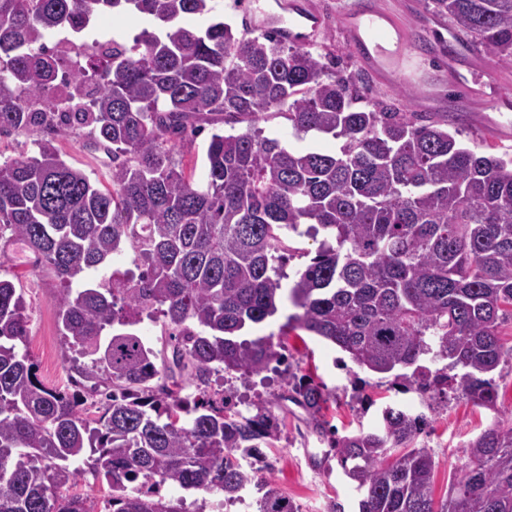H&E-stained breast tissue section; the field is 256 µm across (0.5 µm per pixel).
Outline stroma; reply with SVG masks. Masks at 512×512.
I'll list each match as a JSON object with an SVG mask.
<instances>
[{
    "instance_id": "stroma-1",
    "label": "stroma",
    "mask_w": 512,
    "mask_h": 512,
    "mask_svg": "<svg viewBox=\"0 0 512 512\" xmlns=\"http://www.w3.org/2000/svg\"><path fill=\"white\" fill-rule=\"evenodd\" d=\"M291 1L221 0L225 19L239 34L252 31L258 18L270 10L292 17ZM295 1L323 20L319 32L309 39L314 50L331 54L341 67L359 73L372 98L395 102L408 112L444 113L449 130L458 132L464 145L481 153H512V105L496 100L501 93H512V67L499 65L493 56L473 49L470 39L453 36L447 21L426 11L421 0ZM369 7L377 9L373 22L387 30L388 43L395 47L409 43L415 48L413 60L403 65V76L382 72L384 50L374 47L366 57H359L345 35L344 19ZM57 146L68 164L93 179L105 180L109 159L88 147L84 133H73ZM0 276L23 290L30 312L27 350L38 375L48 385H60L69 374L74 354L59 332L55 305L59 281L45 267L35 266L32 254L16 246L0 251ZM283 352L297 374L311 376L329 391L331 398L323 415L338 435L374 429L386 404L417 402L415 393L394 384L392 375L358 367L346 353L319 337L289 334ZM495 378L496 409L453 396L425 408L430 424L419 441L435 452V498L447 493L449 480L465 466L463 449L468 441L512 417V360L499 365ZM285 392L273 372L251 378L242 390L244 414H253L255 404L262 402L280 423L281 435L273 447L277 462L266 470V477L301 512H329L336 502L344 512H358L351 481L321 442L308 414L285 399Z\"/></svg>"
}]
</instances>
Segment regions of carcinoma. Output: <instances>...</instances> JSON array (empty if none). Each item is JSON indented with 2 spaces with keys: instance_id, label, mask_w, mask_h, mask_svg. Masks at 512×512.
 Masks as SVG:
<instances>
[{
  "instance_id": "carcinoma-1",
  "label": "carcinoma",
  "mask_w": 512,
  "mask_h": 512,
  "mask_svg": "<svg viewBox=\"0 0 512 512\" xmlns=\"http://www.w3.org/2000/svg\"><path fill=\"white\" fill-rule=\"evenodd\" d=\"M423 5L512 66V0ZM125 9L160 33L85 43L75 60L44 46ZM57 75L65 89L47 98ZM360 82L273 32L236 36L218 0H0V135L26 132L38 149L0 160V238L63 285L60 333L85 360L70 367L73 389L44 383L18 348L23 291L0 278V512H96L89 495L68 493L86 455L112 512H187L183 499L134 489L141 480L239 500L259 472L243 460L272 447L280 424L265 406L232 413L210 389L282 363L274 334L242 331L285 299L297 312L281 334L318 336L408 389L496 406L494 372L512 355L498 331L512 316V158L465 146L440 112L371 100ZM63 102L72 111H56ZM270 115L338 150L283 144L259 127ZM205 124L225 130L195 181L175 154ZM75 129L111 156L110 187L62 159L57 138ZM320 233L283 285L292 239ZM127 248L139 273L86 282ZM157 313L173 341L167 373L135 329ZM281 377L321 426L328 395L305 375ZM427 425L387 404L378 429L331 440L359 512H512V422L467 443L470 463L438 503L435 453L418 443ZM261 489L258 512H301L271 480Z\"/></svg>"
}]
</instances>
